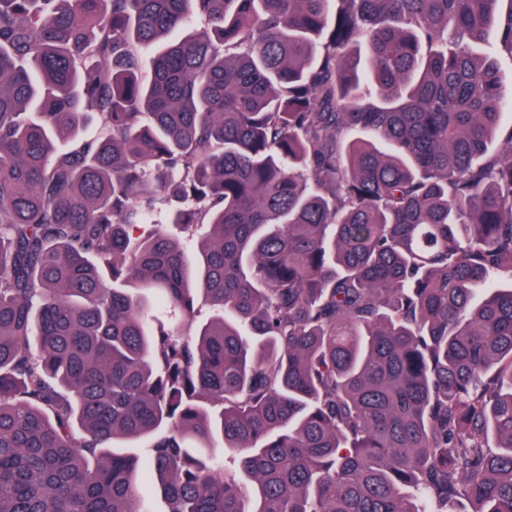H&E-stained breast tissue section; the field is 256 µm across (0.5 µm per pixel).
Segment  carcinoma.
<instances>
[{"mask_svg": "<svg viewBox=\"0 0 512 512\" xmlns=\"http://www.w3.org/2000/svg\"><path fill=\"white\" fill-rule=\"evenodd\" d=\"M492 38L512 0H0V512H150L143 466L165 512H512Z\"/></svg>", "mask_w": 512, "mask_h": 512, "instance_id": "1", "label": "carcinoma"}]
</instances>
